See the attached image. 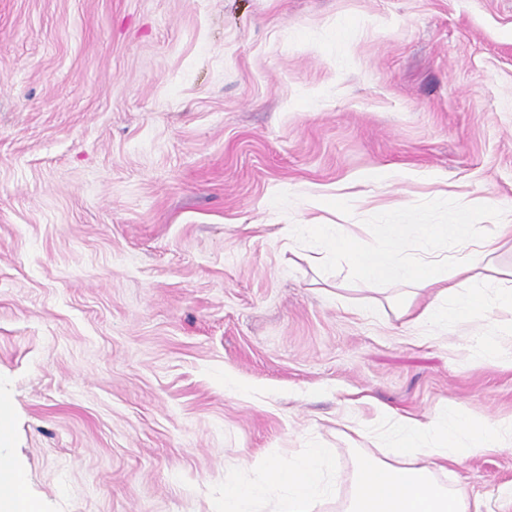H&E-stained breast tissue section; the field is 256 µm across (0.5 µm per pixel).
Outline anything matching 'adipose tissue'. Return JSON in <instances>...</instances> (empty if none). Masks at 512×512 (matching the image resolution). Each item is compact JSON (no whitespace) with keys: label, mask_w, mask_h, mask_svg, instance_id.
I'll return each instance as SVG.
<instances>
[{"label":"adipose tissue","mask_w":512,"mask_h":512,"mask_svg":"<svg viewBox=\"0 0 512 512\" xmlns=\"http://www.w3.org/2000/svg\"><path fill=\"white\" fill-rule=\"evenodd\" d=\"M309 230L325 251L346 263L349 279L379 286L398 284L430 292L421 306L397 303L398 317L431 331L451 330L470 337L485 362L504 363L503 349L492 341L496 315L512 310V278L491 276L492 261L512 242V224L498 225L494 234L477 236L470 207H461L453 224H385L373 243H365L340 224H313ZM420 245L410 248L411 237ZM452 238L456 251L445 258L430 251L433 242ZM381 423L397 434L389 458L358 457L351 489L341 512H489L482 498L465 487H446L436 480V464L485 455L512 447V418L482 420L454 410L425 420L393 412ZM262 484L239 481L235 469L224 473L223 512H256L259 502L273 503L272 512H322L335 495L321 466V450L276 455L262 460ZM24 472L0 454V512H39L26 496Z\"/></svg>","instance_id":"obj_1"}]
</instances>
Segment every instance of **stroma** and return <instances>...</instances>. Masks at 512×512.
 <instances>
[{
    "instance_id": "stroma-1",
    "label": "stroma",
    "mask_w": 512,
    "mask_h": 512,
    "mask_svg": "<svg viewBox=\"0 0 512 512\" xmlns=\"http://www.w3.org/2000/svg\"><path fill=\"white\" fill-rule=\"evenodd\" d=\"M512 219V0H0V401L42 512H221L376 408L512 417V368L310 224ZM234 380L240 392L224 386ZM488 495L512 450L438 472Z\"/></svg>"
}]
</instances>
